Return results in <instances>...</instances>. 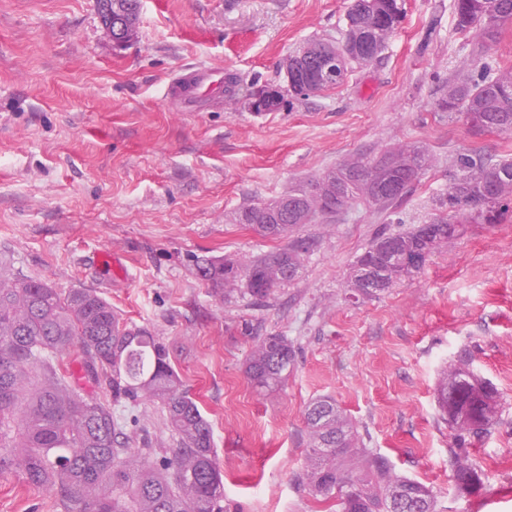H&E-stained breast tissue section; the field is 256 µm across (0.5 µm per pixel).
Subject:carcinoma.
Segmentation results:
<instances>
[{
  "instance_id": "obj_1",
  "label": "carcinoma",
  "mask_w": 512,
  "mask_h": 512,
  "mask_svg": "<svg viewBox=\"0 0 512 512\" xmlns=\"http://www.w3.org/2000/svg\"><path fill=\"white\" fill-rule=\"evenodd\" d=\"M472 0H454L455 27L479 42L495 40L512 26V0H481L480 16ZM106 29L119 33L136 25L140 0H96ZM389 31L402 18L398 0H382ZM365 29L372 23L367 0H352L346 14ZM357 32L345 24L339 40L312 41L297 52L304 66L296 96L341 86L355 65L378 59L388 39L367 35L358 53H346ZM336 57V80L318 78L321 60ZM437 109L460 118L477 131L512 130V70L485 63L479 70L448 81ZM427 164L419 146L359 153L336 170L316 177L279 198L244 208L238 221L270 239L288 237L299 224L335 217L355 202L386 209L403 201ZM456 178L435 199L433 227L421 224L400 234L382 232L352 267L350 287L372 297L421 272V265L392 262L395 256L419 254L456 238L446 223L495 224L509 212L512 160L488 163L478 153L455 160ZM306 243L239 263L233 259L197 261V271L213 293L239 288L255 299L295 280L303 268ZM81 347L85 379L112 389V401L159 400L174 448H141L137 455L118 440L111 405L87 398L74 373L57 355ZM294 350L284 336L261 338L245 367L251 385L273 391L288 378ZM498 391L466 369L456 370L437 389V402L457 431L449 454L458 460L457 488L477 493L485 473L468 458L466 436L489 432ZM308 453L312 465L298 476L322 512H438L432 491L423 483L393 479L385 457L365 453L352 422L330 399L313 402L306 412ZM164 453L162 463L154 456ZM18 468L25 480L56 495L64 512H220L224 479L216 461L208 420L185 390L170 363L167 346L149 330L120 321L112 305L95 291L61 292L41 280L0 275V471Z\"/></svg>"
}]
</instances>
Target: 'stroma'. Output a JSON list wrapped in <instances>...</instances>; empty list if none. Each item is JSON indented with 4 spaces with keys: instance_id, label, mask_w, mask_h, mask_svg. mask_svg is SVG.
<instances>
[{
    "instance_id": "stroma-1",
    "label": "stroma",
    "mask_w": 512,
    "mask_h": 512,
    "mask_svg": "<svg viewBox=\"0 0 512 512\" xmlns=\"http://www.w3.org/2000/svg\"><path fill=\"white\" fill-rule=\"evenodd\" d=\"M381 57L345 83L253 116L248 99L280 86L282 60L335 40L350 0H141L138 39L116 51L96 0H0V270L60 291L94 290L145 327L212 427L222 512H318L298 484L308 406L332 398L395 478L428 486L440 512H512V215L468 224L424 270L370 298L348 273L378 232L428 223L459 154L512 159L511 132H472L436 103L463 68H512V30L487 46L456 30L454 0H401ZM207 64L231 82L203 111L167 94ZM415 144L429 164L397 206L357 205L296 227L299 277L256 300L216 296L198 257L240 262L281 243L238 223L358 152ZM112 254L111 266L99 261ZM287 337L293 368L257 392L244 373L259 337ZM468 363L499 392L489 435L468 439L484 490L461 494L439 382ZM130 450L176 445L160 402L113 403ZM0 512H62L18 470L0 472Z\"/></svg>"
}]
</instances>
